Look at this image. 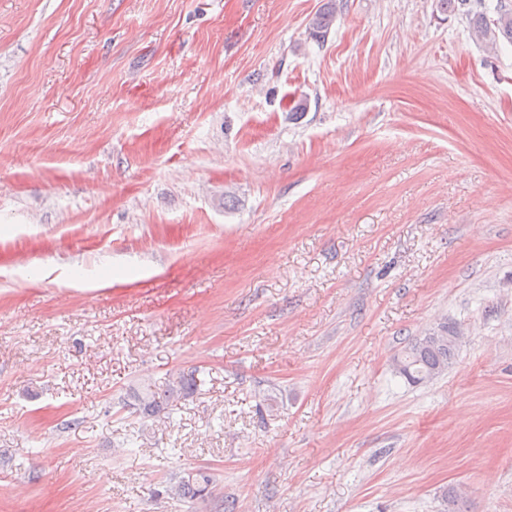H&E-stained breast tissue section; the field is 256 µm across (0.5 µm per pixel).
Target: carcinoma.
<instances>
[{"label": "carcinoma", "mask_w": 512, "mask_h": 512, "mask_svg": "<svg viewBox=\"0 0 512 512\" xmlns=\"http://www.w3.org/2000/svg\"><path fill=\"white\" fill-rule=\"evenodd\" d=\"M471 0H438L441 12L464 14L477 40L488 50H494L500 40L512 44V5L504 2L497 7V17L490 19L485 13L470 8ZM339 10L337 0H325L308 23L309 35L316 40L325 39L336 21ZM456 336L450 326L410 343L392 366L396 373L413 384L429 381L448 370L455 358ZM195 387L194 373L182 372L163 389L146 387L138 396L144 415L159 418L172 401ZM216 486L215 473L208 468H198L182 478L177 490L183 498L206 500L212 497Z\"/></svg>", "instance_id": "obj_1"}]
</instances>
